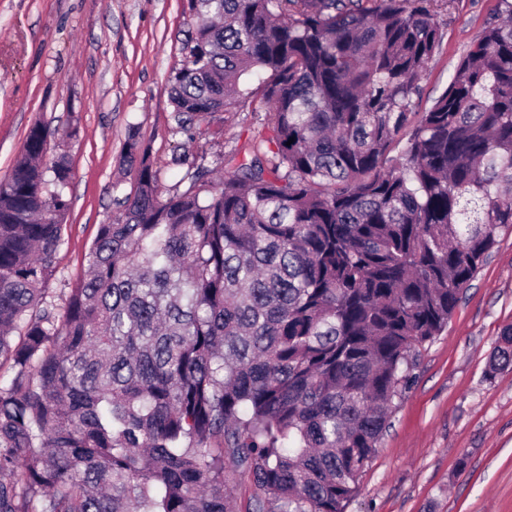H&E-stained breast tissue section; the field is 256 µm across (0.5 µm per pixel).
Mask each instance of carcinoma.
Masks as SVG:
<instances>
[{"label":"carcinoma","instance_id":"cac0c4a2","mask_svg":"<svg viewBox=\"0 0 512 512\" xmlns=\"http://www.w3.org/2000/svg\"><path fill=\"white\" fill-rule=\"evenodd\" d=\"M500 2L419 112L452 0H188L169 134L253 97L267 134L174 157L164 197L128 127L134 189L60 320L70 167L29 129L0 183V512H347L412 355L512 226Z\"/></svg>","mask_w":512,"mask_h":512}]
</instances>
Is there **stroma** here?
Wrapping results in <instances>:
<instances>
[{
	"label": "stroma",
	"mask_w": 512,
	"mask_h": 512,
	"mask_svg": "<svg viewBox=\"0 0 512 512\" xmlns=\"http://www.w3.org/2000/svg\"><path fill=\"white\" fill-rule=\"evenodd\" d=\"M499 0H455L422 82L419 110L443 93ZM187 0H0V182L34 124L47 158L66 155L71 208L46 288L57 304L84 278L86 254L134 187L118 159L129 125L172 191L177 142L167 82L181 60ZM260 101L209 117L193 151L214 156L265 132ZM512 323V228H502L447 327L419 348L411 380L347 512H512V367L487 378Z\"/></svg>",
	"instance_id": "35a3bbf8"
}]
</instances>
